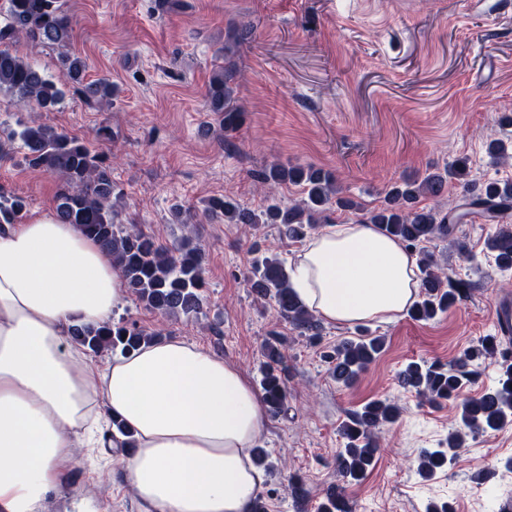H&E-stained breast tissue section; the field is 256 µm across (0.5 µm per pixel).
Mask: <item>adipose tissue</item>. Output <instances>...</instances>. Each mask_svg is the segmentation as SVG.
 <instances>
[{
	"label": "adipose tissue",
	"instance_id": "obj_1",
	"mask_svg": "<svg viewBox=\"0 0 512 512\" xmlns=\"http://www.w3.org/2000/svg\"><path fill=\"white\" fill-rule=\"evenodd\" d=\"M416 255L372 224H328L297 254L295 294L333 325L389 324L418 299ZM111 255L44 216L0 232V512H44L64 496L76 442L101 447L102 420L132 438L121 472L143 512H253L262 397L222 356L178 338L94 365L75 325L124 303Z\"/></svg>",
	"mask_w": 512,
	"mask_h": 512
}]
</instances>
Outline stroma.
Wrapping results in <instances>:
<instances>
[{
	"instance_id": "obj_1",
	"label": "stroma",
	"mask_w": 512,
	"mask_h": 512,
	"mask_svg": "<svg viewBox=\"0 0 512 512\" xmlns=\"http://www.w3.org/2000/svg\"><path fill=\"white\" fill-rule=\"evenodd\" d=\"M61 2L72 21L70 51L84 59L89 79L117 84L119 97L89 103L70 90L54 111L35 114L0 92V123L16 129L35 119L116 157L119 223L139 225L167 246L189 232L202 248L207 288L197 315L165 318L129 296L117 317L222 355L255 387L265 341L274 332L284 337L294 375L288 413L268 417L259 439L271 463L262 491L267 512H317L337 483L343 424L375 399L396 404L400 416L378 430L366 477L347 485L351 512H425L449 498L458 512H505L512 422L467 436L446 468L423 477L418 458L458 429V402H423L398 379L409 362L447 365L497 335L495 310L512 300V272H500L486 248L489 224L459 225V246L427 245L447 275L474 283L471 297L430 321L406 315L370 325L384 349L346 387L332 379L321 353L356 338V327L328 324L310 340L279 321L245 281L257 246L275 243L288 264L300 242L271 224L248 235L201 211L224 195L253 210L300 199L292 183L272 200L260 192L254 175L273 161L334 172L344 195L367 209L380 206L394 183L444 171L460 157L472 179L512 181V162L492 163L486 150L494 139L512 142V0ZM247 21L248 39L229 44V29ZM221 47L236 64L232 87L245 112L228 133L205 103ZM102 126L110 139L97 137ZM0 186L29 199L25 221L56 212L57 178L29 168L21 153L0 161ZM177 205L198 211L191 228L173 223ZM72 459L69 493L51 497L48 512H71L88 490L97 512H141L130 485L113 480L120 465L108 449L79 444ZM291 475L304 483L303 499L290 495Z\"/></svg>"
}]
</instances>
